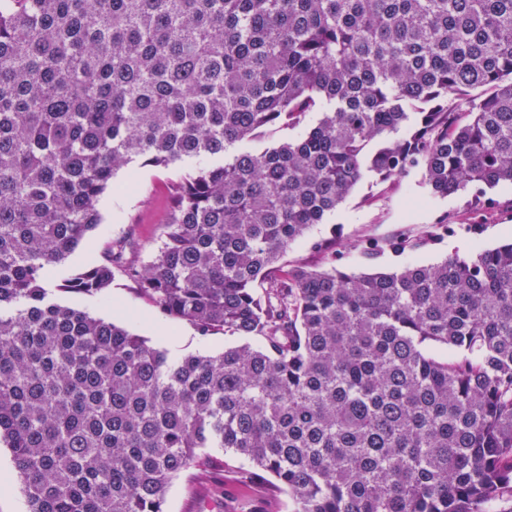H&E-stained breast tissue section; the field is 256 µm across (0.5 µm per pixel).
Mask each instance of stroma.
Returning <instances> with one entry per match:
<instances>
[{
  "instance_id": "1",
  "label": "stroma",
  "mask_w": 512,
  "mask_h": 512,
  "mask_svg": "<svg viewBox=\"0 0 512 512\" xmlns=\"http://www.w3.org/2000/svg\"><path fill=\"white\" fill-rule=\"evenodd\" d=\"M199 165L196 159L170 167L135 163L119 171L117 189L105 193L98 202L101 222L92 232L96 248L78 246L56 268L52 283L101 263L106 257V245L119 239L135 242L138 260L147 262L160 240L162 225L174 208L176 185ZM441 222L482 225L483 231L475 240L485 247L512 240V185L503 184L488 191L486 202L478 206L468 193L432 196L419 169L389 181L365 176L335 213L289 247L282 264L288 268L322 266L324 259L317 245L327 242L338 251L339 263L346 271H392L403 265V257L387 252L372 262H361V242L368 238L386 239L407 228L425 235ZM475 240L462 232L451 234L427 245L418 257L422 262L435 263L453 252H467ZM52 298L107 320L114 312H121L125 327L145 337L150 345L167 351L173 360L191 354L216 355L236 343L235 338L221 333L200 335L190 322L164 315L121 275L103 293L73 295L57 291ZM27 510L12 454L1 443L0 512ZM165 512H288V497L272 485L251 482L244 471L234 466L221 471L194 467L172 481Z\"/></svg>"
}]
</instances>
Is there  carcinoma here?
<instances>
[{"label": "carcinoma", "instance_id": "cac0c4a2", "mask_svg": "<svg viewBox=\"0 0 512 512\" xmlns=\"http://www.w3.org/2000/svg\"><path fill=\"white\" fill-rule=\"evenodd\" d=\"M271 127L295 135L247 148ZM202 156L148 263L117 240L57 290L119 271L244 343L171 360L49 301L121 169ZM415 168L478 205L512 184V0H0V441L28 512H165L211 448L290 512H512V241L424 264L438 224L361 247L398 272L281 264Z\"/></svg>", "mask_w": 512, "mask_h": 512}]
</instances>
